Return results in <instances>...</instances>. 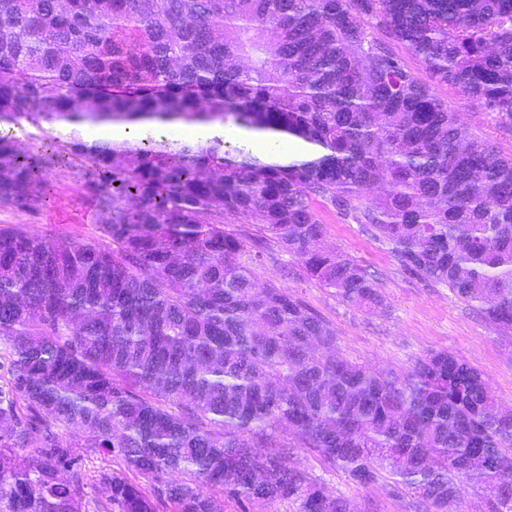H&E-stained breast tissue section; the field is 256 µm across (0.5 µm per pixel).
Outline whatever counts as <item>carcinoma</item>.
<instances>
[{
  "instance_id": "1",
  "label": "carcinoma",
  "mask_w": 512,
  "mask_h": 512,
  "mask_svg": "<svg viewBox=\"0 0 512 512\" xmlns=\"http://www.w3.org/2000/svg\"><path fill=\"white\" fill-rule=\"evenodd\" d=\"M379 30L425 68L419 80ZM448 84L512 126V0H0V124L73 131L103 240L0 228V512H218L207 493L293 512H352L288 465V438L350 480L462 512L497 467L489 512H512V412L446 352L402 374L341 357L335 334L224 230L256 224L342 303H383L368 269L322 245L315 203L366 224L406 272L444 284L512 333V156L434 94ZM206 125L196 141L153 127ZM323 149L288 162L224 127ZM50 158L0 135V206L34 209ZM33 413L25 420L23 410ZM120 459L104 501L48 421ZM179 478H173V475Z\"/></svg>"
}]
</instances>
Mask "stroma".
Returning <instances> with one entry per match:
<instances>
[{
  "label": "stroma",
  "instance_id": "1",
  "mask_svg": "<svg viewBox=\"0 0 512 512\" xmlns=\"http://www.w3.org/2000/svg\"><path fill=\"white\" fill-rule=\"evenodd\" d=\"M435 93L451 111L467 119L478 135L502 154H512V127L496 123L451 86L437 85ZM0 133L25 147L55 148L67 140L69 130L56 125L38 129L23 122L1 125ZM317 213L326 228L324 246L345 252L374 272L384 299L382 308L358 309L341 303L330 289L304 274L295 255L264 238L256 227L231 215L226 216L224 227L245 237L249 249L260 253V282L288 289L335 331L338 351L344 358L400 373L416 357L445 351L478 368L498 402L512 409V335H500L446 286L404 272L388 245L373 236L366 225L325 205L318 206ZM0 227L18 228L50 241L96 240L100 237L98 198L86 188L78 162L55 163L49 168L45 196L38 207H0ZM56 433L60 442L70 447L86 478L88 500L106 499L107 491L98 476L119 469L120 461L86 449L80 431L60 426ZM288 463L307 471L327 491L347 497L354 512L407 510L408 495H394L380 482L359 485L341 471L325 466L308 449H289Z\"/></svg>",
  "mask_w": 512,
  "mask_h": 512
}]
</instances>
